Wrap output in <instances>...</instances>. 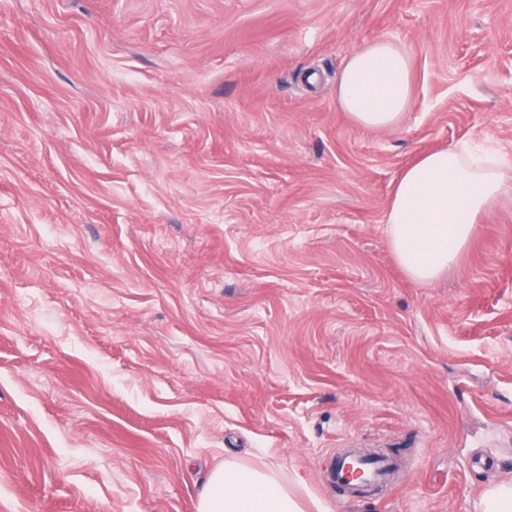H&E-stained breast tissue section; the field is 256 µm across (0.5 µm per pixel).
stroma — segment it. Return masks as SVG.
Returning a JSON list of instances; mask_svg holds the SVG:
<instances>
[{"label":"stroma","mask_w":512,"mask_h":512,"mask_svg":"<svg viewBox=\"0 0 512 512\" xmlns=\"http://www.w3.org/2000/svg\"><path fill=\"white\" fill-rule=\"evenodd\" d=\"M411 57L399 126L336 103ZM512 159V0H0V512H197L224 459L329 512H482L512 483V196L441 281L392 189ZM390 484L325 483L336 452ZM336 99L362 127L398 125L413 99L411 62L406 49L386 39L356 49L337 78Z\"/></svg>","instance_id":"obj_1"}]
</instances>
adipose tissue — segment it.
Returning a JSON list of instances; mask_svg holds the SVG:
<instances>
[{"instance_id": "adipose-tissue-1", "label": "adipose tissue", "mask_w": 512, "mask_h": 512, "mask_svg": "<svg viewBox=\"0 0 512 512\" xmlns=\"http://www.w3.org/2000/svg\"><path fill=\"white\" fill-rule=\"evenodd\" d=\"M336 99L360 126L398 125L413 99L406 49L386 39L356 49L337 78ZM511 193L512 164L501 155L478 154L465 141L424 154L392 190L387 224L395 259L413 280L435 281L469 246L479 217ZM198 512H303V507L275 466L228 459L209 473Z\"/></svg>"}]
</instances>
